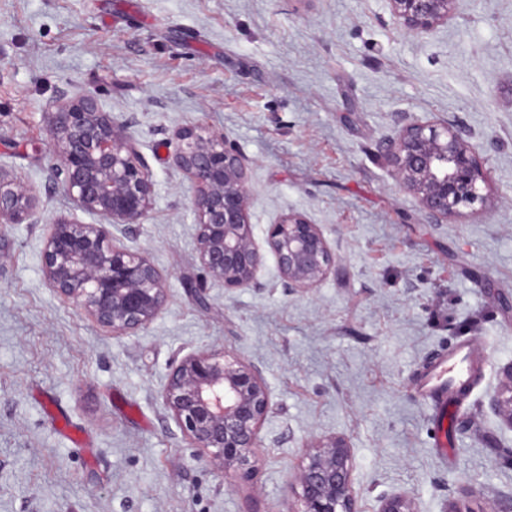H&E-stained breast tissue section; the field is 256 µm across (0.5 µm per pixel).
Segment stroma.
Here are the masks:
<instances>
[{
    "label": "stroma",
    "instance_id": "1",
    "mask_svg": "<svg viewBox=\"0 0 512 512\" xmlns=\"http://www.w3.org/2000/svg\"><path fill=\"white\" fill-rule=\"evenodd\" d=\"M93 94L127 124L154 184L131 242L169 275L167 310L115 336L46 283L48 223L86 224L53 176L48 118ZM458 124L486 207L434 224L382 157L402 118ZM202 123L248 162L257 242L287 213L339 269L310 291L225 290L196 247L177 133ZM0 171L37 197L0 224V512H298L305 448L351 447L361 512H512V428L489 408L512 362V0H460L415 37L388 0H0ZM204 288L199 305L196 288ZM471 344L481 369L442 426L421 383ZM209 346L259 367L271 396L251 478L198 457L161 391Z\"/></svg>",
    "mask_w": 512,
    "mask_h": 512
}]
</instances>
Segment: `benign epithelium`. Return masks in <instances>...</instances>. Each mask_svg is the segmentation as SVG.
<instances>
[{
    "mask_svg": "<svg viewBox=\"0 0 512 512\" xmlns=\"http://www.w3.org/2000/svg\"><path fill=\"white\" fill-rule=\"evenodd\" d=\"M388 2L400 27L422 36L448 23L459 0ZM49 134L64 192L100 222L59 218L46 225L43 276L64 302L112 335L135 336L169 300L166 274L147 252L126 243L131 225L150 211L151 174L127 126L91 94L63 97L51 113ZM383 154L397 186L436 224L487 203V174L477 148L452 123L401 122L385 140ZM173 162L195 189L196 252L203 269L228 291L258 286L265 251L249 221L246 159L224 134L200 123L178 131ZM35 208L32 190L0 172V224H21ZM266 245L290 292L315 288L336 272V253L320 228L301 215L288 213L269 225ZM505 374L490 407L512 428V363ZM161 398L208 462L226 475H252L253 449L271 410L257 366L222 348L192 351L172 363ZM291 490L299 512H359L347 442L330 437L306 447ZM379 512L413 510L407 496L394 494L382 498Z\"/></svg>",
    "mask_w": 512,
    "mask_h": 512,
    "instance_id": "obj_1",
    "label": "benign epithelium"
}]
</instances>
